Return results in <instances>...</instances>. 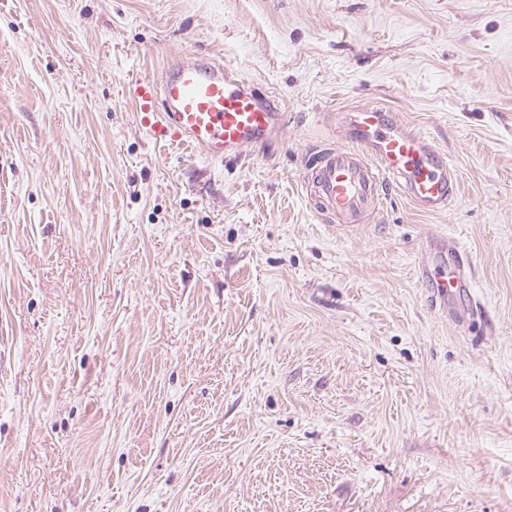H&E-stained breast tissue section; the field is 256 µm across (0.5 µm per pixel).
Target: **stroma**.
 I'll return each mask as SVG.
<instances>
[{
    "label": "stroma",
    "mask_w": 512,
    "mask_h": 512,
    "mask_svg": "<svg viewBox=\"0 0 512 512\" xmlns=\"http://www.w3.org/2000/svg\"><path fill=\"white\" fill-rule=\"evenodd\" d=\"M184 57L279 97L277 141L142 130L129 84ZM369 102L450 209L311 211L309 113ZM0 512H512V0H0ZM448 258L443 263L436 264L432 259V253L428 258H422L419 268L422 282L426 285L434 298L443 307L448 309V302L452 301L457 294L466 293L470 295L472 288V260L469 254L458 248H445Z\"/></svg>",
    "instance_id": "35a3bbf8"
}]
</instances>
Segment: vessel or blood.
Instances as JSON below:
<instances>
[{"mask_svg": "<svg viewBox=\"0 0 512 512\" xmlns=\"http://www.w3.org/2000/svg\"><path fill=\"white\" fill-rule=\"evenodd\" d=\"M137 122L156 139L186 144L212 161L236 160L276 141L285 121L278 98L237 69L204 58H182L160 80L129 88ZM320 144L302 171L315 214L339 227L376 220L384 198L403 194L420 212L450 208L460 193L455 168L427 138L377 103L314 113ZM422 282L434 300L452 301L472 287V260L457 248L443 263L422 259Z\"/></svg>", "mask_w": 512, "mask_h": 512, "instance_id": "vessel-or-blood-1", "label": "vessel or blood"}]
</instances>
